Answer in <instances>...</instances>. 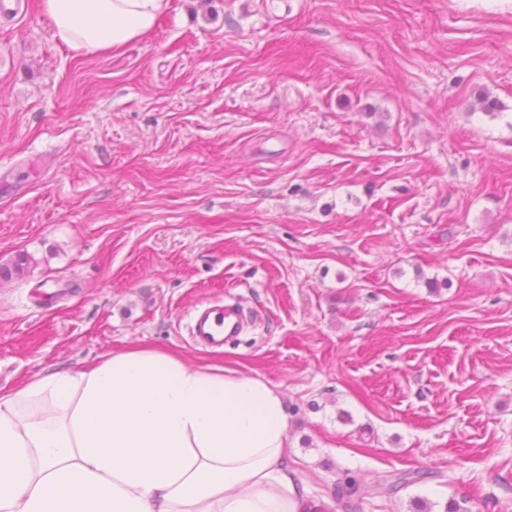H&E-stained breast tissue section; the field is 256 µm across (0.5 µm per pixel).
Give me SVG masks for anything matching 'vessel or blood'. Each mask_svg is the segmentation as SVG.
<instances>
[{
	"label": "vessel or blood",
	"mask_w": 512,
	"mask_h": 512,
	"mask_svg": "<svg viewBox=\"0 0 512 512\" xmlns=\"http://www.w3.org/2000/svg\"><path fill=\"white\" fill-rule=\"evenodd\" d=\"M244 322V311L238 304L219 301L194 312L188 333L195 343L211 350H220L225 342L239 335Z\"/></svg>",
	"instance_id": "vessel-or-blood-1"
}]
</instances>
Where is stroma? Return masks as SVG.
<instances>
[{"label":"stroma","mask_w":512,"mask_h":512,"mask_svg":"<svg viewBox=\"0 0 512 512\" xmlns=\"http://www.w3.org/2000/svg\"><path fill=\"white\" fill-rule=\"evenodd\" d=\"M498 108L480 110L479 95ZM0 388L148 346L278 385L361 512H512V0H169L112 53L0 14ZM260 320L213 352L185 325ZM244 322V311L237 303L219 301L194 312L188 333L195 343L211 350H221L225 342L239 335ZM370 490L362 487L351 476L336 484V505L343 512H357L363 499L370 496Z\"/></svg>","instance_id":"obj_1"}]
</instances>
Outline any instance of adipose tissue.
I'll use <instances>...</instances> for the list:
<instances>
[{
    "label": "adipose tissue",
    "mask_w": 512,
    "mask_h": 512,
    "mask_svg": "<svg viewBox=\"0 0 512 512\" xmlns=\"http://www.w3.org/2000/svg\"><path fill=\"white\" fill-rule=\"evenodd\" d=\"M169 0H41L56 40L116 52ZM277 385L156 348L0 389V512H298Z\"/></svg>",
    "instance_id": "1"
}]
</instances>
